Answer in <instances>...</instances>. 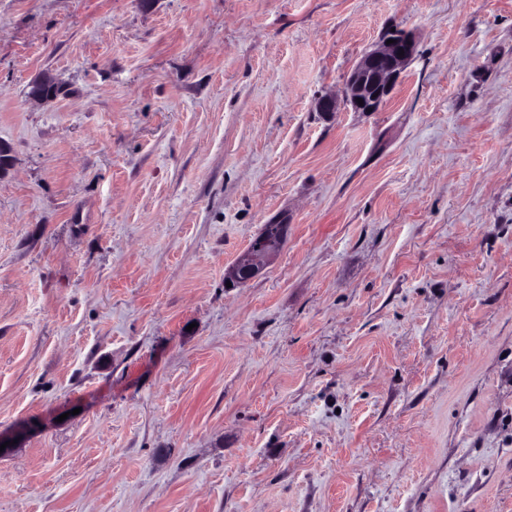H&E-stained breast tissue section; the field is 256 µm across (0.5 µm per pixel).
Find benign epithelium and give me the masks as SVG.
I'll return each instance as SVG.
<instances>
[{
    "label": "benign epithelium",
    "mask_w": 512,
    "mask_h": 512,
    "mask_svg": "<svg viewBox=\"0 0 512 512\" xmlns=\"http://www.w3.org/2000/svg\"><path fill=\"white\" fill-rule=\"evenodd\" d=\"M393 43H383L363 54L352 68L342 98L326 95L319 99L321 112H334L342 104L355 112L377 111L392 93L408 60L416 51L415 42L405 34L391 36ZM363 104H358V100ZM288 236V225L281 224L276 232L264 233L257 244L251 245L234 262L224 276L232 286L243 285L257 277L268 262L282 249Z\"/></svg>",
    "instance_id": "benign-epithelium-1"
}]
</instances>
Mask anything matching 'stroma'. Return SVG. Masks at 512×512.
I'll return each mask as SVG.
<instances>
[{
	"instance_id": "stroma-1",
	"label": "stroma",
	"mask_w": 512,
	"mask_h": 512,
	"mask_svg": "<svg viewBox=\"0 0 512 512\" xmlns=\"http://www.w3.org/2000/svg\"><path fill=\"white\" fill-rule=\"evenodd\" d=\"M0 145V512H512V0H0ZM389 39L395 40V43L386 44ZM400 49L404 50L403 56H399ZM415 51L416 44L407 35H390L381 45L365 52L352 68L343 88L342 99L323 96L317 104L319 111L336 112L341 103L354 112H368V108H371V112L377 111L392 93ZM357 98L363 100V106L358 104ZM288 236V224H280L276 232L269 234L267 229L259 237L257 244L242 253L224 276V284L230 281L234 288L257 277L268 262L282 249Z\"/></svg>"
}]
</instances>
